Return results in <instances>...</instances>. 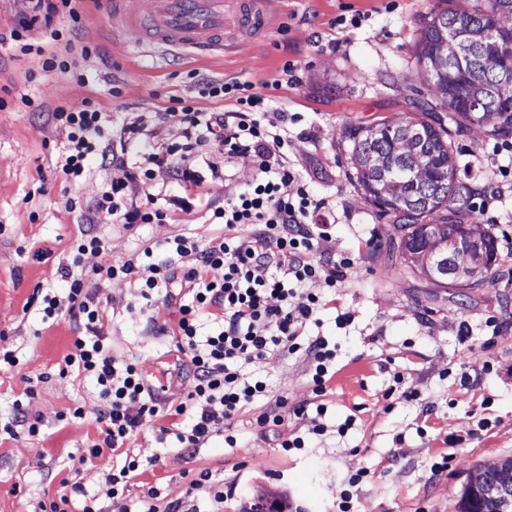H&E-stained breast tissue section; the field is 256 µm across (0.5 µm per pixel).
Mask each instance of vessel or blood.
<instances>
[{
    "label": "vessel or blood",
    "mask_w": 512,
    "mask_h": 512,
    "mask_svg": "<svg viewBox=\"0 0 512 512\" xmlns=\"http://www.w3.org/2000/svg\"><path fill=\"white\" fill-rule=\"evenodd\" d=\"M133 2L112 3V26L123 38L142 46L189 49L198 56L258 36L273 16V0H152L145 14Z\"/></svg>",
    "instance_id": "b4317fda"
}]
</instances>
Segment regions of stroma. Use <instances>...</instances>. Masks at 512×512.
I'll use <instances>...</instances> for the list:
<instances>
[{"instance_id":"35a3bbf8","label":"stroma","mask_w":512,"mask_h":512,"mask_svg":"<svg viewBox=\"0 0 512 512\" xmlns=\"http://www.w3.org/2000/svg\"><path fill=\"white\" fill-rule=\"evenodd\" d=\"M441 0H277L268 30L256 40L234 45L223 55L194 57L160 52L114 37L112 0L88 8L79 27L59 17L55 28L71 33L75 44L96 47L97 56L81 85L72 74L46 72L38 58H14L0 48V88L7 89L0 108V350H12L21 365L0 372V426L12 418L14 402L40 418L42 434L25 429L0 436V512H39L41 502L80 483L94 496L100 512H113L106 480L118 458L103 451L85 458L99 440L95 421L99 402L91 379L63 375L59 366L70 352L74 333L68 322L42 323L24 304L36 285L52 279L81 226L63 202L75 194L89 200L100 183L70 187L57 167L64 130L52 125L55 107L95 100L114 121L126 112H150L174 97L199 98L190 71L273 84V97L285 112L299 114L290 125L288 159L311 189L329 200L336 221L320 241L324 259L352 258L343 287L325 289L326 306L310 335L336 345V373L324 398L326 433L309 438L312 413L289 416L283 426L267 430L256 419L269 405H249L234 423L236 449L223 438L211 439L191 459L179 457L158 440L160 427L172 416L144 423L131 450L146 465L126 493L132 512L149 487H157V512L183 498L192 475L209 468L234 483V496L215 504L202 497L199 512H246L266 498L302 505L304 512H336L337 494L349 475L368 471L356 505L358 512H457L463 485L479 465L512 456V199H500L491 179L474 164L494 160L500 138L474 126L455 143L460 176L475 187L472 208L463 221L488 228L503 258L494 284L459 291L443 287L407 264L391 217L350 176L345 129L382 119L398 120L413 105L405 87L418 67L414 44L425 18ZM33 99L24 106L21 96ZM37 221H30V211ZM107 256L122 262L145 245L179 233L205 239L214 227L186 223L180 212L165 223L125 229L101 224ZM51 249L49 263L32 258L36 249ZM92 293H108L114 315L109 334L112 352L136 361L149 381L165 389L172 402L184 400L189 384L174 342L160 327L172 323L171 308L146 307L134 284L102 286L90 278ZM351 316L336 323L338 313ZM269 378L273 393L289 408L312 402L310 364L304 356L268 351L255 368ZM417 391L413 401L399 399L390 387L394 373ZM82 407V422L60 426L58 417ZM345 434L337 429L345 420ZM464 434L461 444L449 437ZM305 439L302 450L282 454L289 436ZM450 454L442 476L430 475L440 453Z\"/></svg>"}]
</instances>
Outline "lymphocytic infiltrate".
Instances as JSON below:
<instances>
[{"label":"lymphocytic infiltrate","instance_id":"1","mask_svg":"<svg viewBox=\"0 0 512 512\" xmlns=\"http://www.w3.org/2000/svg\"><path fill=\"white\" fill-rule=\"evenodd\" d=\"M14 5L12 26L0 31L1 45L35 55L43 68L63 73L76 65L72 52L85 61L93 55L89 45L77 49L62 42L53 26L62 13L80 22L84 0H14ZM37 28L46 43L31 42L29 34ZM192 78L209 109L180 98L153 112L127 113L117 128L87 98L51 114L53 125L67 132L60 171L75 185L99 179L101 190L90 202L73 197L65 202L88 229L73 238L66 263L56 269L64 293L39 285L29 301L44 320L74 326L73 348L60 371L90 378L98 390L102 438L88 448L92 457L125 449L144 422L162 412L180 416V423L160 433L174 435L184 456H194L215 437L236 448L235 420L269 392L266 380L249 378L243 368L271 348L305 356L312 391L320 399L332 377L335 349L324 337L307 335L306 327L325 305L322 287H342L352 266L347 258L315 257L333 211L290 165L288 116L272 111V96L235 78L197 72ZM168 123L182 127L180 141L159 139L160 126ZM234 158L253 162L252 181L225 185L223 198L211 197L210 184L223 179L225 163ZM173 208L220 230L204 241L178 234L121 263L107 258L95 225L161 224ZM89 254L97 256L96 264H86ZM91 276L105 284L132 282L146 303L174 307V322L165 331L190 375L185 401H168L136 363L113 355L110 301L85 290ZM202 496L224 500V483L208 468L194 473L185 498L168 502L166 512H197Z\"/></svg>","mask_w":512,"mask_h":512}]
</instances>
